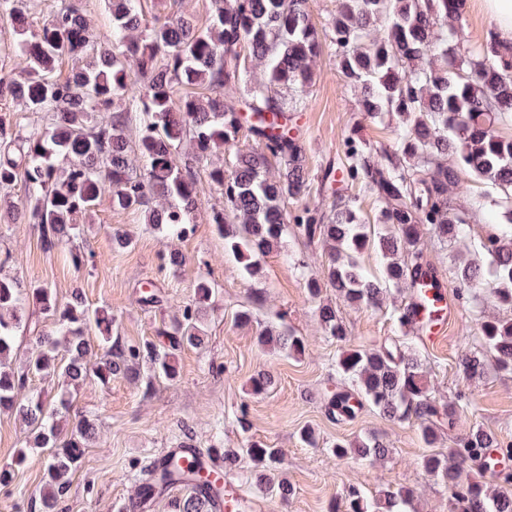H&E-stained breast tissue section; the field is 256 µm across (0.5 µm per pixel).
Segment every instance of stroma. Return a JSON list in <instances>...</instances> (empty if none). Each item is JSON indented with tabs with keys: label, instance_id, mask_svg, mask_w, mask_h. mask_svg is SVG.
I'll return each mask as SVG.
<instances>
[{
	"label": "stroma",
	"instance_id": "1",
	"mask_svg": "<svg viewBox=\"0 0 512 512\" xmlns=\"http://www.w3.org/2000/svg\"><path fill=\"white\" fill-rule=\"evenodd\" d=\"M313 24L325 47L314 63L315 80L307 106L294 113L297 129L310 171L311 198L331 206L336 197L333 186L322 184L323 169L344 158V142L351 132L371 144L387 147L393 142L395 118L383 113L373 120L363 119L358 95L337 74L336 54L329 22L336 0H308ZM146 19L186 13L198 25H207L214 11L213 0H140ZM201 208L195 231L181 241L167 239L151 229L138 210L114 209L109 198L95 206L93 222L83 236L53 251H44L34 224H0V256L12 253L21 262L18 275L23 285L45 284L58 297L70 299L80 290L87 305L110 309L116 324L114 335L126 341L154 336L161 323L180 318L179 302L192 299L197 281L215 286L205 316L206 341L199 348H185L176 354L179 374L175 380L156 382L150 393L117 378L109 388L93 384L80 387L74 397L75 411L98 418L99 436L85 450L80 468L73 474L68 494L57 512H119L135 495L141 466L162 449L189 442L198 448L238 452L239 458L228 475L250 500L265 501L269 512H336L343 489L362 484L367 495L386 487L414 490L416 512H448L447 486L422 467L425 448L420 430L413 422H393L371 408L355 419L330 421L322 404V393L335 376L334 365L342 348L326 340L318 322V302L335 305L343 320L351 345L372 347L404 336L395 310L408 298L404 287H392L382 309L350 305L335 289L324 287L320 301L309 298L306 276H321L324 254L319 244L288 237L287 252H271L258 257L260 272L249 276L242 265L224 250V239L209 222L211 208H219L224 198L209 180L205 165L195 167ZM467 196L460 204L469 215L464 238L444 243L432 233L422 235L425 261L443 276L456 303L448 334L438 345L416 340L427 370L430 388L445 404L455 402L458 390H466L471 404L457 419V433L480 427L497 435L502 447L512 448V373L487 364L482 376L462 381L459 358L464 347L465 327L475 325L478 313L508 316L489 292H481L471 302L467 291L455 280L454 262L481 257V243L487 230L488 214L498 223L512 216L506 207L493 205L483 180L466 177ZM483 210H476V203ZM125 232L134 239L131 248L113 250V233ZM95 257L93 265L75 270L70 249ZM178 250L181 266L159 273L163 253ZM154 283L163 297H177L174 305L160 308L142 302V288ZM250 309L253 320L236 321L241 309ZM272 325L306 337L309 349L291 357L256 342L257 329ZM271 370L275 386L265 394L253 393L251 377L259 370ZM246 424H239V414ZM315 431V446H305L302 427ZM371 433L382 435L392 455L374 467L333 455L336 441H352ZM259 441L282 451L279 476L290 483L293 493L287 502L265 494L250 480L252 462L240 455L247 442ZM43 451L30 454L25 467L17 471L11 486L0 489V512H30V496L38 489L44 470Z\"/></svg>",
	"mask_w": 512,
	"mask_h": 512
}]
</instances>
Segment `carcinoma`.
<instances>
[{"mask_svg": "<svg viewBox=\"0 0 512 512\" xmlns=\"http://www.w3.org/2000/svg\"><path fill=\"white\" fill-rule=\"evenodd\" d=\"M138 4L109 0L112 37L94 42L86 18L71 5L34 27L19 0H0V18L21 36L26 61L22 74L0 76V97L49 119L22 135L0 117V188L20 182L28 202L0 199V223L37 225L45 250L69 242L90 223L103 195L112 207L142 210L148 226L184 239L194 231L200 208L194 165L228 146L235 149L231 172L222 164L208 168L211 183L224 194V208L212 213L211 223L248 274L258 273L254 257L278 246L291 222L294 235L321 244L326 257L323 279L305 280L310 298L320 296L325 281L344 301L375 309L388 287L405 283L410 295L396 312L405 328L416 297L422 296L417 283L428 271L420 248L422 227L443 242L467 233L466 213L458 204L460 173L487 181L503 202H512V137L498 129L512 121V51L491 35L467 61L468 71H456L457 58L469 52L455 26L466 0H337L331 43L341 73L358 93L363 117L384 112L400 117L388 148L353 136L346 140V177L376 196V229L349 197H336L328 211L314 201L288 213L289 202L310 193L303 147L290 125V113L306 106L312 64L323 49L308 0H215L206 26L186 14L148 22ZM65 58L78 66L60 80L54 72ZM133 75L140 79V169L131 158L129 108L123 106ZM194 87L207 94L195 95ZM283 89L295 97L286 101ZM244 112L250 113L249 131L258 139L248 149L237 147ZM482 248L491 258L493 280H485L477 258L456 267L455 278L476 293L488 290L512 308V224L494 225ZM369 249L386 259L379 279L359 264L358 256ZM212 295L210 283L199 281L193 299L181 305V319L158 329L155 341L127 344L112 337V313L90 309L80 291L61 304L52 288L23 289L17 276L0 272V411L16 412L30 427L28 447L17 451L14 466L0 468V486L12 484L14 467L26 462L28 452L45 449L32 504L38 512H56L96 430L95 420L84 415L70 431L60 430V419L73 407L71 390L87 383L105 387L114 378L143 382L148 389L156 379H174V352L204 343L203 315ZM26 305L52 320L55 330L38 336L32 355L15 368L10 355ZM317 313L325 336L348 341L335 307L321 304ZM92 326L103 351L96 359L86 338ZM471 335L480 349L461 358L463 379L482 375L490 358L498 369L512 372V318L482 316L475 332L466 333ZM258 341L293 356L306 349L303 337L271 326L259 330ZM61 349L66 355H59ZM336 373L340 382L325 394L331 419H351L367 405L391 421L416 422L429 448L422 466L448 486L449 512H512V473L501 469L493 454L501 447L494 433L472 428L447 448H437L442 427L453 430L468 403L462 393L455 406L437 401L411 342L351 349L336 361ZM35 376H60L66 388L50 399L23 395ZM333 452L373 463L393 449L369 435L338 441ZM246 453L254 462L256 486L287 499L291 486L274 478L278 450L251 442ZM487 472L498 475L501 484L478 480ZM174 487L184 494L170 501L171 512H215L213 495L195 468L175 454L147 471L138 494L149 497ZM411 500L404 488H382L371 499L357 485L344 493L345 512H406Z\"/></svg>", "mask_w": 512, "mask_h": 512, "instance_id": "1", "label": "carcinoma"}]
</instances>
